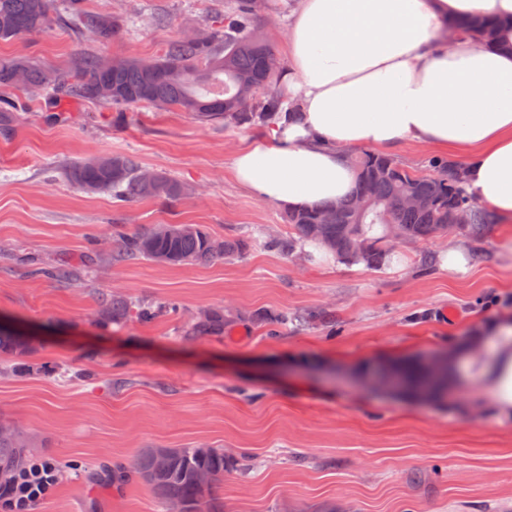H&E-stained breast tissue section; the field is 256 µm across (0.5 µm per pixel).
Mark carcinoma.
<instances>
[{
    "label": "carcinoma",
    "instance_id": "obj_1",
    "mask_svg": "<svg viewBox=\"0 0 512 512\" xmlns=\"http://www.w3.org/2000/svg\"><path fill=\"white\" fill-rule=\"evenodd\" d=\"M56 16L68 18L78 34L90 32L102 40L116 38L121 30L107 13H90L83 0H0V40L34 34ZM254 0H237L236 8L224 14V29L186 36L170 45L155 60L135 56L110 59L77 56L66 70H48L27 57L0 58V90L23 89L40 96L97 99L105 103L148 105L158 109L188 112L201 121H222L236 127L269 126L296 115L295 106L284 107L277 85L280 67L269 65L274 53L255 22ZM459 33L479 46L512 49V41L502 39L512 22L493 18L459 19L452 22ZM356 185L351 197L336 204L290 210L283 216L292 236L267 235L266 247L290 254L299 240L315 241L337 258L378 269L400 241L432 242L466 230L478 237L496 222L480 205L467 182L448 180L451 161L434 160L432 172L420 174L394 157L373 150L351 156ZM137 158L126 153L83 159L66 166L65 174L88 193L110 191L124 201L155 199L174 201L193 188L160 171L152 179ZM417 196L425 206H400V200ZM465 222L455 224L456 213ZM397 228L398 235L392 234ZM163 236L149 227L143 231H117L112 236V258L149 260L172 265H206L247 253L253 241L218 238L200 224H169ZM33 277L72 282L78 273L65 268L33 267ZM177 312L176 304L135 303L123 294L112 293L101 301V314L112 323L130 318L146 322L162 312ZM241 320L232 311L209 308L196 312L182 327L184 337L220 335L224 328ZM265 333L288 323L284 312L259 311L248 316ZM34 340L0 323V355L25 358L35 351ZM393 370L406 385L432 395L439 389L429 380L421 364H395ZM24 437L0 439V480L6 481L28 462ZM164 455L168 467L161 470L157 459ZM245 473L248 456L233 460L224 449L148 448L136 457V466L116 464L101 475L114 482L139 478L167 512H224L215 485L227 470ZM204 470L210 482L202 487L196 475Z\"/></svg>",
    "mask_w": 512,
    "mask_h": 512
}]
</instances>
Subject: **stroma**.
Segmentation results:
<instances>
[{
	"instance_id": "obj_1",
	"label": "stroma",
	"mask_w": 512,
	"mask_h": 512,
	"mask_svg": "<svg viewBox=\"0 0 512 512\" xmlns=\"http://www.w3.org/2000/svg\"><path fill=\"white\" fill-rule=\"evenodd\" d=\"M236 0H84L111 14L121 36H79L62 20L0 41L48 69L78 54L162 57L177 39L223 19ZM299 0H262L257 24L278 58ZM16 113L0 138V320L38 347L18 371L0 357V423H17L35 457L59 467L35 512H163L136 481L98 488L93 470L148 448L210 444L248 454V476L228 471L224 512H512V421L491 411L480 360L485 335L512 319V223L481 238L407 241L377 270L335 256L286 255L260 245L289 236L283 210L235 180L232 160L256 128L203 123L193 115L89 99L0 96ZM129 153L193 186L175 202L127 203L89 194L61 177L78 158ZM201 224L221 237L254 240L245 255L204 266L112 259V227ZM466 247L470 270L441 266ZM80 267L65 284L30 276L29 259ZM175 300L179 313L121 325L98 316L106 293ZM230 306L248 315L284 311L275 336L249 322L220 336L186 339L182 321ZM450 355L458 379L442 400L380 392V363Z\"/></svg>"
}]
</instances>
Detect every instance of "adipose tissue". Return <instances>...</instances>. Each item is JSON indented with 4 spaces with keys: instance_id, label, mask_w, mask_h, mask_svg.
<instances>
[{
    "instance_id": "adipose-tissue-1",
    "label": "adipose tissue",
    "mask_w": 512,
    "mask_h": 512,
    "mask_svg": "<svg viewBox=\"0 0 512 512\" xmlns=\"http://www.w3.org/2000/svg\"><path fill=\"white\" fill-rule=\"evenodd\" d=\"M512 18V0H300L288 30L285 83L301 120L277 124L233 158L237 180L290 209L344 200L355 171L346 148L408 139L469 155V189L512 217V52L465 36L437 39L447 21ZM483 364L498 416L512 418V326L495 321Z\"/></svg>"
}]
</instances>
